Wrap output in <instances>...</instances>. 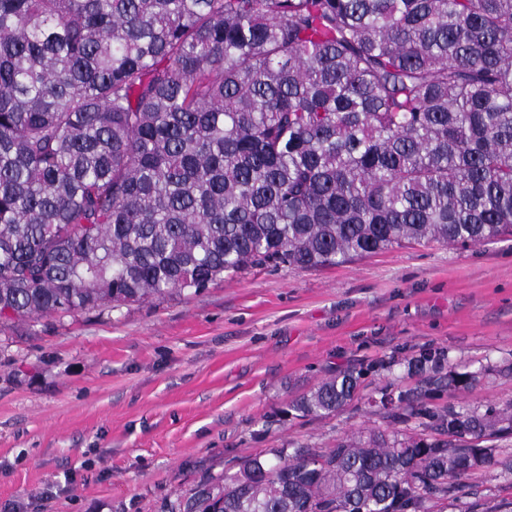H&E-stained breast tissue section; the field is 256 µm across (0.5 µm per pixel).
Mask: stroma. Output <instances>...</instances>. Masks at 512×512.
Masks as SVG:
<instances>
[{"label": "stroma", "mask_w": 512, "mask_h": 512, "mask_svg": "<svg viewBox=\"0 0 512 512\" xmlns=\"http://www.w3.org/2000/svg\"><path fill=\"white\" fill-rule=\"evenodd\" d=\"M427 348L483 368L459 402L512 399V238L258 266L199 292L1 323L0 504L165 512L246 456L382 425L367 397L417 387L407 361ZM347 369L358 399L288 414Z\"/></svg>", "instance_id": "35a3bbf8"}]
</instances>
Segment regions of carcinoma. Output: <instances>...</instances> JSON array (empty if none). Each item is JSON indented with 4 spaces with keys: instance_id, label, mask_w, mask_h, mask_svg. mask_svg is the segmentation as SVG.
<instances>
[{
    "instance_id": "cac0c4a2",
    "label": "carcinoma",
    "mask_w": 512,
    "mask_h": 512,
    "mask_svg": "<svg viewBox=\"0 0 512 512\" xmlns=\"http://www.w3.org/2000/svg\"><path fill=\"white\" fill-rule=\"evenodd\" d=\"M505 234L512 0H0V320ZM444 361L372 401L390 426L267 448L167 512H476L465 480L512 476V401L456 402L482 371Z\"/></svg>"
}]
</instances>
